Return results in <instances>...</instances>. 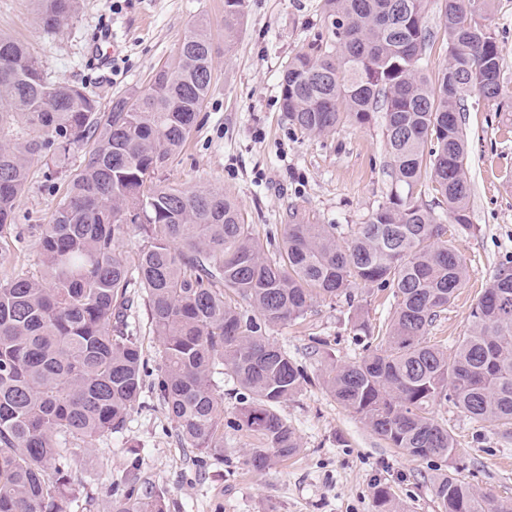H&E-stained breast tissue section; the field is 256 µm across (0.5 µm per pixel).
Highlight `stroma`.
I'll return each instance as SVG.
<instances>
[{
	"label": "stroma",
	"instance_id": "obj_1",
	"mask_svg": "<svg viewBox=\"0 0 512 512\" xmlns=\"http://www.w3.org/2000/svg\"><path fill=\"white\" fill-rule=\"evenodd\" d=\"M34 0H0V32L27 42L52 80L76 83L102 102L145 89L153 70L171 60L193 21L210 22L212 81L188 141L162 173L165 185L191 190L206 185L240 205L246 223L265 235L298 218L338 224L351 231L390 190L381 118L365 125L346 120L316 136L291 126L281 110L279 76L288 59L325 32L321 0H245L232 42L224 40V0H80L59 33L35 23ZM477 18L495 31L503 63L497 103L478 93L463 102L468 136L469 201L473 233L456 246L468 281L434 329L455 341L472 305L495 271L512 260V0H478ZM122 43L113 70L90 61L100 32ZM82 156L57 168L35 159L24 193L15 203L0 253V281L14 272L38 273L39 225L48 223L66 180ZM343 303L317 301L304 321L270 331L271 342L308 369L312 381L278 412L294 428L299 455L264 471L245 462L250 439L237 426L238 386L216 375L224 395V455L203 458L181 442L175 423L153 389L161 365L146 328L145 306L133 318L147 361L143 392L118 433L73 457L67 480L78 493L65 512H103L111 496L134 489L164 492L168 512H375L373 491L391 489L402 512H440L434 494L439 470L454 467L479 492L512 501V431L479 428L448 404L436 406L458 441L452 459H414L390 446L356 414L339 405L324 384L327 361L310 352L312 337L334 343L337 362H351L362 348Z\"/></svg>",
	"mask_w": 512,
	"mask_h": 512
}]
</instances>
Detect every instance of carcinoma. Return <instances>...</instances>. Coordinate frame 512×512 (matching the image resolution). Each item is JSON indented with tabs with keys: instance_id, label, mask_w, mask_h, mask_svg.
<instances>
[{
	"instance_id": "cac0c4a2",
	"label": "carcinoma",
	"mask_w": 512,
	"mask_h": 512,
	"mask_svg": "<svg viewBox=\"0 0 512 512\" xmlns=\"http://www.w3.org/2000/svg\"><path fill=\"white\" fill-rule=\"evenodd\" d=\"M79 0H38L36 24L58 31ZM245 0H224L225 37ZM428 0H322L328 38L282 70L281 110L291 125L327 134L380 113L391 188L344 239L337 224L281 225L270 248L238 203L205 186L182 191L159 179L186 143L212 79V43L201 19L147 89L102 107L78 84L50 80L22 43L0 34V234L35 158L89 148L84 165L38 237L40 276L0 282V512H51L73 494L65 479L74 447L121 431L140 398L146 362L129 321L143 299L159 346L153 389L190 448L224 447L222 370L236 380L238 428L256 444L246 463L262 470L300 452L276 406L309 376L267 330L305 319L318 300L355 302L352 288H389L395 311L374 331L356 321L364 355L330 363L324 383L401 453L449 460L457 441L434 406L452 404L481 427L512 426V266H501L473 305L453 350L431 335L468 277L447 238L449 220L474 229L468 205L460 105L471 92L499 97L496 35L475 20V0H443L447 62L435 80L422 64L434 36ZM439 197L437 214L423 202ZM142 244L128 258L130 226ZM441 512H512L456 472L434 481ZM376 512H400L389 488ZM165 494L130 495L105 512H166Z\"/></svg>"
}]
</instances>
